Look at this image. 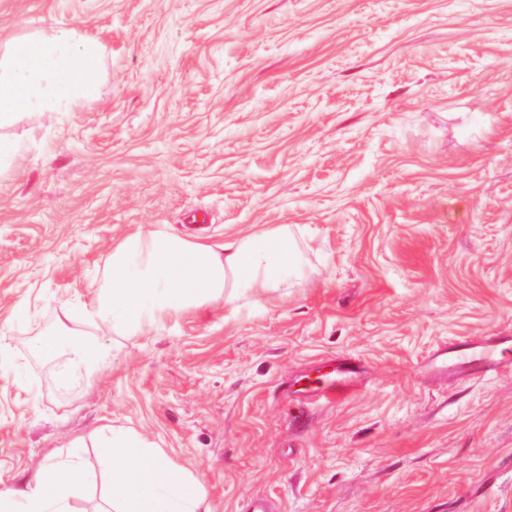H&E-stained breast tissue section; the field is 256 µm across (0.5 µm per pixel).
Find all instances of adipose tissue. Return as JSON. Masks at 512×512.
<instances>
[{
	"mask_svg": "<svg viewBox=\"0 0 512 512\" xmlns=\"http://www.w3.org/2000/svg\"><path fill=\"white\" fill-rule=\"evenodd\" d=\"M102 45L54 25L0 43V161L20 146L3 127L27 112H72L99 94ZM298 225L268 224L217 245L153 225L127 235L109 254L102 283L88 299L66 301L36 353L57 363L60 388L84 387L112 361L105 329L138 336L211 301L274 296L306 268ZM83 438L50 455L31 474L0 481V512H74L94 483L82 455ZM107 465L106 505L99 512H211L199 480L147 438L115 425L97 429L93 443Z\"/></svg>",
	"mask_w": 512,
	"mask_h": 512,
	"instance_id": "obj_1",
	"label": "adipose tissue"
}]
</instances>
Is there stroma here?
<instances>
[{"instance_id":"1","label":"stroma","mask_w":512,"mask_h":512,"mask_svg":"<svg viewBox=\"0 0 512 512\" xmlns=\"http://www.w3.org/2000/svg\"><path fill=\"white\" fill-rule=\"evenodd\" d=\"M99 41L98 98L27 112L0 162V477L105 424L213 512H512V0H0V41ZM300 225L280 300L110 336L86 388L33 352L114 244ZM31 318L11 322L18 304ZM466 341L476 363L441 373ZM356 361L339 403L299 381Z\"/></svg>"}]
</instances>
